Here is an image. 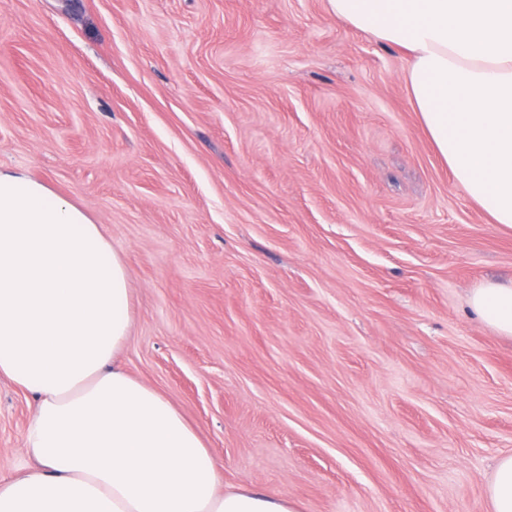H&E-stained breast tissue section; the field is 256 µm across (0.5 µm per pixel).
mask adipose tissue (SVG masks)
Wrapping results in <instances>:
<instances>
[{
  "label": "adipose tissue",
  "instance_id": "ef3b65f1",
  "mask_svg": "<svg viewBox=\"0 0 512 512\" xmlns=\"http://www.w3.org/2000/svg\"><path fill=\"white\" fill-rule=\"evenodd\" d=\"M404 49L421 125L472 202L512 230V0H329ZM126 265L79 207L0 169V376L36 404L28 461L0 512H302L223 474L183 414L117 361L131 325ZM512 337V282L473 289Z\"/></svg>",
  "mask_w": 512,
  "mask_h": 512
}]
</instances>
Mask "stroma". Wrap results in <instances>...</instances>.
Returning a JSON list of instances; mask_svg holds the SVG:
<instances>
[{
    "mask_svg": "<svg viewBox=\"0 0 512 512\" xmlns=\"http://www.w3.org/2000/svg\"><path fill=\"white\" fill-rule=\"evenodd\" d=\"M405 51L329 0H0V167L123 258L129 374L228 485L303 512H491L512 339L474 288L512 231L444 165ZM32 397L0 378V478Z\"/></svg>",
    "mask_w": 512,
    "mask_h": 512,
    "instance_id": "35a3bbf8",
    "label": "stroma"
}]
</instances>
